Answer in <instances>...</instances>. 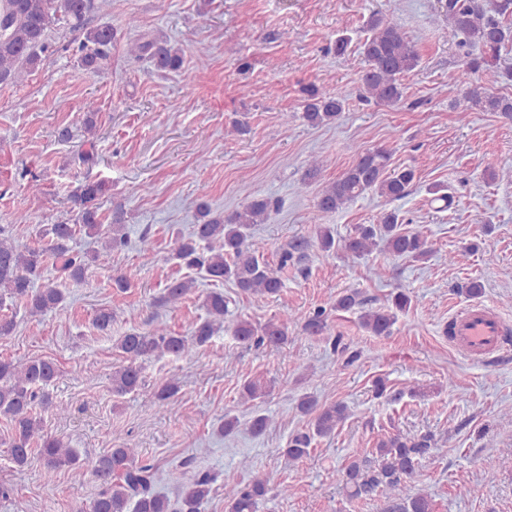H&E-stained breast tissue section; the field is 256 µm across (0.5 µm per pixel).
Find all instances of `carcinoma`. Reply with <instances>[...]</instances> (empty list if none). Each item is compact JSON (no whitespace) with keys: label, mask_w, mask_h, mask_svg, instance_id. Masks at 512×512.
I'll list each match as a JSON object with an SVG mask.
<instances>
[{"label":"carcinoma","mask_w":512,"mask_h":512,"mask_svg":"<svg viewBox=\"0 0 512 512\" xmlns=\"http://www.w3.org/2000/svg\"><path fill=\"white\" fill-rule=\"evenodd\" d=\"M107 0H100L105 5ZM95 0H0V84H20L25 75L34 71L49 52L48 30L62 23L75 34L72 41L79 66L86 71H99L110 61L117 29L109 24H95L90 15L96 9ZM441 13L448 26L463 36L459 47L464 50L462 69L448 75V82L459 87L454 108L461 115L481 109L512 115V95L501 92V86L512 82V70L498 67L500 52L512 44V0H490V7L480 8L474 0H442ZM369 36L362 44L368 69L361 83L365 100L397 107L403 99L401 80L419 64L416 45L394 22L371 17L367 23ZM478 46L481 56L470 48ZM130 59L148 58L159 71H177L184 62L182 50L170 44L162 35L143 40L134 39L126 50ZM303 119L319 125L336 119L349 94L340 91L326 93L315 84L300 88ZM354 162L336 180L326 185L317 200V212L324 216L335 213L368 192H375L389 201L407 196L417 176L411 166L390 168L391 154L383 148L350 147ZM109 186L104 181H86L72 195L76 213L72 222L53 224L40 234L41 245H19L4 227H0V304L6 300L20 302L32 315L65 307L64 292L54 285L34 287L46 259L51 257L55 269L64 280L80 284L92 264L107 266L112 250L125 245L127 231L124 211L117 207L112 222L101 217L102 199ZM198 224L192 235L182 238L174 249L173 259L185 268L197 271L214 282H231L245 294L273 295L282 288L265 261L266 243L254 234L257 224L270 218V203L252 200L229 216L215 214L201 202L197 205ZM400 212L383 210L371 224L359 225L355 232L342 237L329 224L315 225L316 238L325 256L338 253L358 260L375 250L394 257L420 261L431 253L427 237L419 231L403 228ZM101 242V248L86 256L72 247L76 227ZM195 288V278L185 276L171 281L160 301L164 305L179 303ZM364 301L356 291L339 296L334 308L359 311L361 327L374 336H387L397 319V313L410 308L411 297L400 290L392 297L387 309L363 308ZM203 307L206 317L192 328L191 335L172 331L162 321L152 323L148 331H132L119 337L115 348L124 364L112 373V390L127 394L142 386L143 363L159 354L181 358L203 347L220 332H229L243 345L279 346L288 342V325L299 321L287 312L278 319L255 324L247 319L230 321L224 294L206 295ZM325 309L318 308L305 316L302 328L318 335L325 328ZM112 309L102 308L93 318V325L106 333L112 330ZM57 374L56 365L42 358L0 360V420L6 423L9 435L4 444L11 460L18 466L28 462L32 453L45 461V480L53 484L55 472L79 463L76 452L44 429L43 419L36 409L51 405L45 388ZM178 392V378L172 374L154 393V399L164 402ZM266 387L258 380L245 381L240 398L246 402L262 398ZM297 409L311 417L312 430L288 437L284 454L290 462H298L310 452L316 437L331 435L339 423L348 417L347 406L334 402L319 405L309 394L298 399ZM432 439H411L400 434L377 443L380 458L377 467L370 460L354 457L347 467L350 496H369L381 490L388 499V512H433L432 499L415 490L421 461L431 453ZM92 475L99 490L89 506L76 512H201L204 503L218 493L214 478L207 472L184 477L176 504L154 490L156 465L140 455L136 444L126 441L111 448L91 464ZM271 478L260 471L252 474L248 484L236 481L222 485L228 512H258L260 502L269 492Z\"/></svg>","instance_id":"cac0c4a2"}]
</instances>
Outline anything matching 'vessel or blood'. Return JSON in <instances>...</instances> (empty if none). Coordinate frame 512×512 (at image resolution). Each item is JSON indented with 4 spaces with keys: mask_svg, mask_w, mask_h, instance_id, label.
<instances>
[{
    "mask_svg": "<svg viewBox=\"0 0 512 512\" xmlns=\"http://www.w3.org/2000/svg\"><path fill=\"white\" fill-rule=\"evenodd\" d=\"M451 324L455 344L477 359L499 352L507 340V329L502 318L484 304H470L460 309Z\"/></svg>",
    "mask_w": 512,
    "mask_h": 512,
    "instance_id": "b4317fda",
    "label": "vessel or blood"
}]
</instances>
